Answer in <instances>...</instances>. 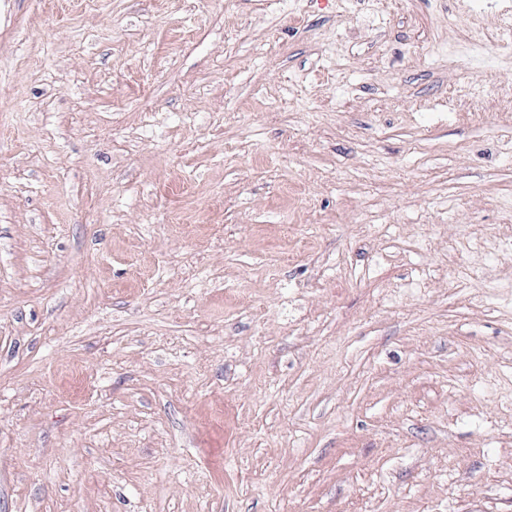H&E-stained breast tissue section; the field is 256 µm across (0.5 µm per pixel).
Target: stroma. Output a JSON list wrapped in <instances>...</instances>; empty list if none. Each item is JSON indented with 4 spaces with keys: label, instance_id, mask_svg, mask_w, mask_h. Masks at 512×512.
I'll list each match as a JSON object with an SVG mask.
<instances>
[{
    "label": "stroma",
    "instance_id": "obj_1",
    "mask_svg": "<svg viewBox=\"0 0 512 512\" xmlns=\"http://www.w3.org/2000/svg\"><path fill=\"white\" fill-rule=\"evenodd\" d=\"M506 7L0 0V512H512Z\"/></svg>",
    "mask_w": 512,
    "mask_h": 512
}]
</instances>
